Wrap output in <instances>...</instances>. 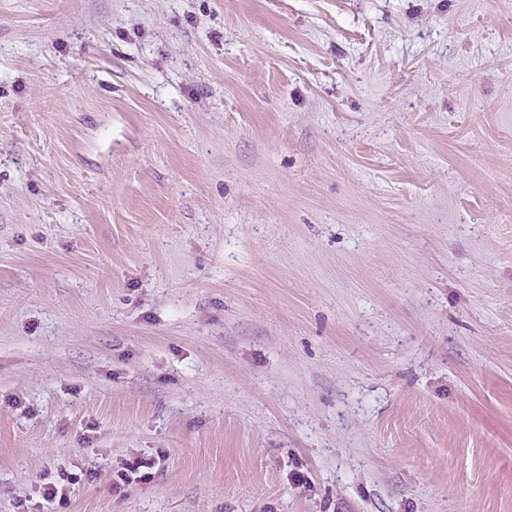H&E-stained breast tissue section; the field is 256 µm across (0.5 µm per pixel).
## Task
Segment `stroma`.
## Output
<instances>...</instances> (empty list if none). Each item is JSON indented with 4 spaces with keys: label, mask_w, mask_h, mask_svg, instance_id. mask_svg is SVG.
<instances>
[{
    "label": "stroma",
    "mask_w": 512,
    "mask_h": 512,
    "mask_svg": "<svg viewBox=\"0 0 512 512\" xmlns=\"http://www.w3.org/2000/svg\"><path fill=\"white\" fill-rule=\"evenodd\" d=\"M0 512H512V0H0Z\"/></svg>",
    "instance_id": "35a3bbf8"
}]
</instances>
